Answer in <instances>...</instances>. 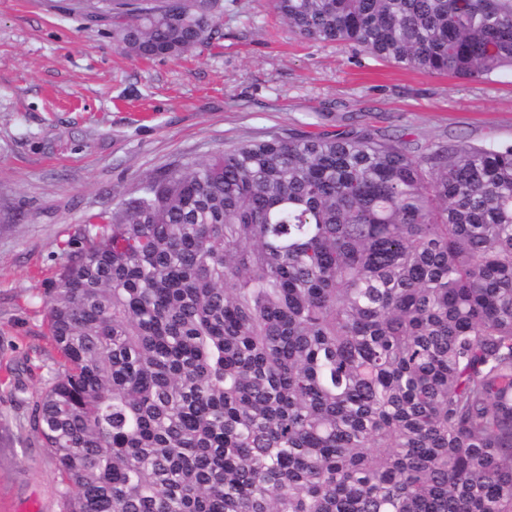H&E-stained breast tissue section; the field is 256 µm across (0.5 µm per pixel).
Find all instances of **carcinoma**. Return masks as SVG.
Segmentation results:
<instances>
[{"label":"carcinoma","instance_id":"cac0c4a2","mask_svg":"<svg viewBox=\"0 0 512 512\" xmlns=\"http://www.w3.org/2000/svg\"><path fill=\"white\" fill-rule=\"evenodd\" d=\"M409 70H512V0H271ZM179 59L222 0H73ZM28 403L62 512H512V145L219 148L67 243Z\"/></svg>","mask_w":512,"mask_h":512}]
</instances>
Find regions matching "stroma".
Instances as JSON below:
<instances>
[{"label":"stroma","mask_w":512,"mask_h":512,"mask_svg":"<svg viewBox=\"0 0 512 512\" xmlns=\"http://www.w3.org/2000/svg\"><path fill=\"white\" fill-rule=\"evenodd\" d=\"M70 0H0V512H60L15 399L59 355L43 294L85 224L141 179L272 136L368 127L419 145L512 144V73H420L290 33L270 0H224L221 36L178 60L119 51Z\"/></svg>","instance_id":"35a3bbf8"}]
</instances>
